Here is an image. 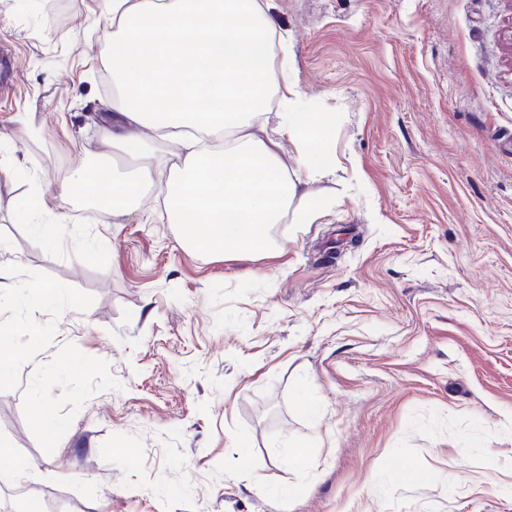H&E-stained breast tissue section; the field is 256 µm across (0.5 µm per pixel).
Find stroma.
<instances>
[{"instance_id": "35a3bbf8", "label": "stroma", "mask_w": 512, "mask_h": 512, "mask_svg": "<svg viewBox=\"0 0 512 512\" xmlns=\"http://www.w3.org/2000/svg\"><path fill=\"white\" fill-rule=\"evenodd\" d=\"M270 15L336 115V177L311 186L332 205L224 258L188 252L155 194L116 219L62 195L129 167L100 132L112 25L101 0H0V512H512V0ZM34 183L65 218L52 247L17 220ZM30 282L57 293L32 306Z\"/></svg>"}]
</instances>
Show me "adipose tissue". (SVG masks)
<instances>
[{"mask_svg": "<svg viewBox=\"0 0 512 512\" xmlns=\"http://www.w3.org/2000/svg\"><path fill=\"white\" fill-rule=\"evenodd\" d=\"M112 23L107 53L117 97L102 125L133 156L139 175L106 166L78 173L70 189L126 214L152 174L164 215L184 247L209 255H264L272 229L310 224L328 209L309 190L334 176L326 114L307 111L276 55L288 39L271 21L269 0H102ZM277 125H270V118ZM148 128L154 138L137 131ZM296 152L295 166L281 155Z\"/></svg>", "mask_w": 512, "mask_h": 512, "instance_id": "adipose-tissue-1", "label": "adipose tissue"}]
</instances>
